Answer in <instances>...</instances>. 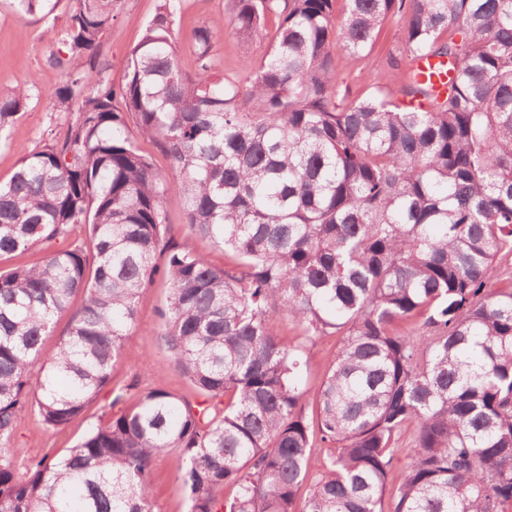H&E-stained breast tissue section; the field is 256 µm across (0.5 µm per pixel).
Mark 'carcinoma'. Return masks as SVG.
<instances>
[{"label":"carcinoma","mask_w":512,"mask_h":512,"mask_svg":"<svg viewBox=\"0 0 512 512\" xmlns=\"http://www.w3.org/2000/svg\"><path fill=\"white\" fill-rule=\"evenodd\" d=\"M119 2L71 0L49 30L66 79L46 96L76 117L0 182V258L87 229L70 249L0 270V512H154L147 477L167 450L187 512H509L512 286L489 283L512 256V0H230L242 75L214 70L216 32L202 25L193 77L177 62L182 0H160L114 85L98 54ZM56 5L12 0L21 18ZM270 15L279 24L256 62ZM392 16L399 97L371 72V91L353 98L335 50L367 57ZM418 57L448 60L446 95L411 72ZM35 88L0 92V140ZM171 194L225 266L169 246ZM159 275L163 346L204 407L160 388L126 405L118 392L119 410L76 445L21 459L19 417L33 408L63 428L86 411ZM272 309L309 338L342 336L311 396ZM407 462V449L401 448L400 451L396 453V456L393 460V464L388 477L387 490L384 497V508L387 511L391 505V498L395 488L397 487L402 470Z\"/></svg>","instance_id":"obj_1"}]
</instances>
